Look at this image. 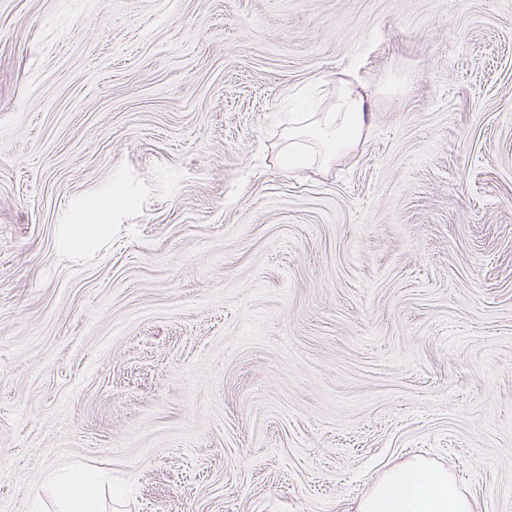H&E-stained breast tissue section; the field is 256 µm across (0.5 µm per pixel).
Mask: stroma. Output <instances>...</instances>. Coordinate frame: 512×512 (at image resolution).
Instances as JSON below:
<instances>
[{
	"label": "stroma",
	"mask_w": 512,
	"mask_h": 512,
	"mask_svg": "<svg viewBox=\"0 0 512 512\" xmlns=\"http://www.w3.org/2000/svg\"><path fill=\"white\" fill-rule=\"evenodd\" d=\"M349 74L365 147L284 169ZM416 455L512 512V0H0V512L66 463L355 512Z\"/></svg>",
	"instance_id": "1"
}]
</instances>
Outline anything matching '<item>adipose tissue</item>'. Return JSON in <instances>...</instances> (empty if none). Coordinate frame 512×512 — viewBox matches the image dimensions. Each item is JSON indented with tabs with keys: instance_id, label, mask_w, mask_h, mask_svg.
I'll list each match as a JSON object with an SVG mask.
<instances>
[{
	"instance_id": "1",
	"label": "adipose tissue",
	"mask_w": 512,
	"mask_h": 512,
	"mask_svg": "<svg viewBox=\"0 0 512 512\" xmlns=\"http://www.w3.org/2000/svg\"><path fill=\"white\" fill-rule=\"evenodd\" d=\"M372 128L369 100L350 80H339L336 100L330 110L309 124L289 125L288 169L311 163L301 142L309 138L322 149L320 165L361 147ZM107 474H90L70 467L52 477L61 512H103L97 490ZM356 512H476L474 501L460 489L446 469L416 457L382 474L360 499Z\"/></svg>"
}]
</instances>
